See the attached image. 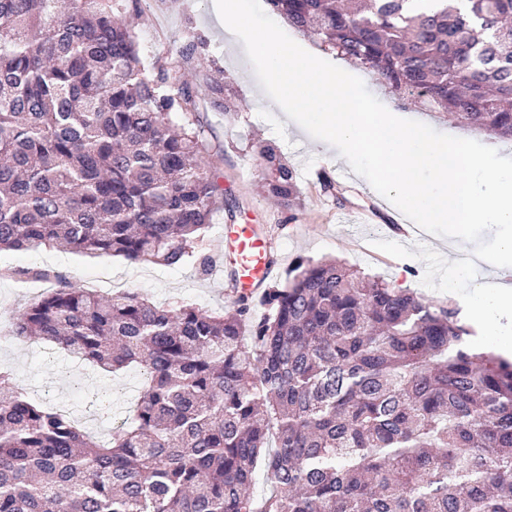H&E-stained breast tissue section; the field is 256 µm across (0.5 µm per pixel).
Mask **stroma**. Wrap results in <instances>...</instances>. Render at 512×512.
I'll return each mask as SVG.
<instances>
[{"label":"stroma","mask_w":512,"mask_h":512,"mask_svg":"<svg viewBox=\"0 0 512 512\" xmlns=\"http://www.w3.org/2000/svg\"><path fill=\"white\" fill-rule=\"evenodd\" d=\"M214 0H127L135 18L134 32L147 76L159 67L180 66L179 51L197 39L209 44V56L195 60L186 79L202 85L212 66L224 71L236 111L224 114L200 104L192 116L209 145L214 171L224 188V208L207 229L201 253L207 266L190 261L180 267L131 263L120 257H87L59 249L2 251L0 268H15V277H0V318L13 319L29 299L49 290L48 282L26 276V269L53 268L79 287L115 296L136 291L160 307L190 303L213 311L229 309L227 289L235 255L224 249L218 227L249 224L272 244V287L287 284L299 259H336L369 278L390 286L409 284L426 300L460 304L454 294L425 287V264L417 258L398 259L374 247L386 238V223L401 211L357 176L338 151L318 154L315 138L284 114L263 92L241 41L228 42L214 26ZM367 89L398 117L423 122L438 132L478 141L512 157V140L475 132L439 113L420 110L413 99L397 100L377 76L359 71ZM271 146L274 162L297 175L299 204L286 208L267 195L262 179L270 162L260 154ZM0 367L35 403L67 412L83 430L109 439L131 414L144 382L135 367L111 373L74 357L59 346L41 341L0 337Z\"/></svg>","instance_id":"1"}]
</instances>
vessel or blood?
Instances as JSON below:
<instances>
[{
	"mask_svg": "<svg viewBox=\"0 0 512 512\" xmlns=\"http://www.w3.org/2000/svg\"><path fill=\"white\" fill-rule=\"evenodd\" d=\"M224 242L236 255L237 274L231 283L234 293L258 292L274 273L269 260L270 242L259 238L249 224L226 226Z\"/></svg>",
	"mask_w": 512,
	"mask_h": 512,
	"instance_id": "obj_1",
	"label": "vessel or blood"
}]
</instances>
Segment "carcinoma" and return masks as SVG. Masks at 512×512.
<instances>
[{
  "label": "carcinoma",
  "instance_id": "1",
  "mask_svg": "<svg viewBox=\"0 0 512 512\" xmlns=\"http://www.w3.org/2000/svg\"><path fill=\"white\" fill-rule=\"evenodd\" d=\"M335 56L512 138V0H268ZM124 0H0V251L62 246L179 266L224 205L200 100L224 81L141 69ZM268 193L294 206L293 171ZM9 334L146 372L99 443L0 369V512H512V363L461 310L300 260L222 314L103 297L49 269ZM269 492L256 499L258 461Z\"/></svg>",
  "mask_w": 512,
  "mask_h": 512
}]
</instances>
